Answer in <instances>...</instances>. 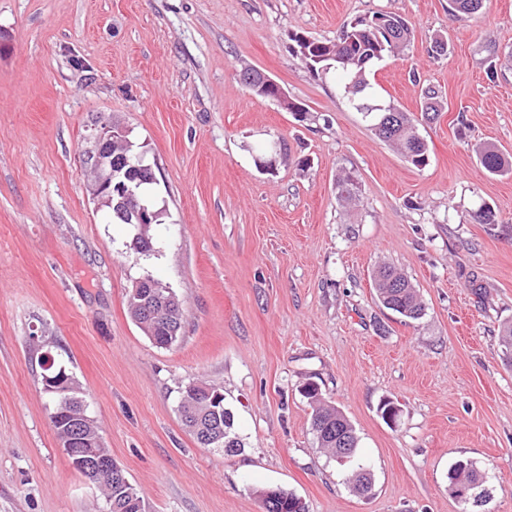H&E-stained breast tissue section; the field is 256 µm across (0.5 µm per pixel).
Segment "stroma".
Segmentation results:
<instances>
[{
	"instance_id": "stroma-1",
	"label": "stroma",
	"mask_w": 512,
	"mask_h": 512,
	"mask_svg": "<svg viewBox=\"0 0 512 512\" xmlns=\"http://www.w3.org/2000/svg\"><path fill=\"white\" fill-rule=\"evenodd\" d=\"M377 11L413 32L372 67L378 96L416 113L432 85L444 101L418 127L423 168L293 51L292 34L333 40ZM439 35L443 56L430 52ZM246 66L304 116L251 95ZM104 113L155 164L163 216L147 254L85 190ZM275 142L285 162L258 170ZM485 146L512 157V0L462 19L449 0H0V512H109L52 427L44 347L150 512H263L266 486L308 512H460L448 491L460 458L487 473L493 512H512V366L499 346L512 324V173L489 175ZM344 170L358 202L336 197ZM483 204L495 226L470 223ZM384 263L418 289L421 319L379 302ZM147 274L183 302L167 348L127 311ZM309 380L355 428L372 495L318 448ZM196 381L223 391L240 452L184 428ZM386 398L401 409L392 426Z\"/></svg>"
}]
</instances>
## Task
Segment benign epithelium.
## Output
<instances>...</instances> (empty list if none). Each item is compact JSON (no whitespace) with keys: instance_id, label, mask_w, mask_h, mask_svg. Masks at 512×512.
<instances>
[{"instance_id":"obj_1","label":"benign epithelium","mask_w":512,"mask_h":512,"mask_svg":"<svg viewBox=\"0 0 512 512\" xmlns=\"http://www.w3.org/2000/svg\"><path fill=\"white\" fill-rule=\"evenodd\" d=\"M248 88L259 95L267 96L282 110L288 112L294 100L271 77L265 75L252 82ZM130 130L117 123L110 116H102L91 128L89 139L93 148L84 159L85 168L91 175L88 190L98 205L108 209L115 207L129 224H134L139 234L147 235L150 225L156 223L158 213L150 210L149 204L143 199L141 185L155 181L152 166L147 164L142 156H131L125 152L112 154V143L128 144ZM117 203H112V199ZM141 281L150 286L145 293L141 315L152 318L168 306L179 301L177 295L169 288L162 286L150 276H144ZM192 389L202 405L220 418L224 413V395L214 391L210 386L194 384ZM45 392L59 398L55 405L52 419L68 413V409L77 406L80 414L71 416V434L61 442L64 452L73 458L75 465L91 481L96 482L102 473L110 475L116 484L126 482L125 474L112 460V456L101 450L102 441L96 430V422L86 414L87 403L81 397L82 389L76 379L62 372L54 376H44ZM189 428L200 437L207 447L222 448L225 452L234 451L233 440L224 438V429L217 427L206 430L191 422Z\"/></svg>"}]
</instances>
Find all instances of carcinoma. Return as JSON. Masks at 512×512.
Instances as JSON below:
<instances>
[{
  "label": "carcinoma",
  "mask_w": 512,
  "mask_h": 512,
  "mask_svg": "<svg viewBox=\"0 0 512 512\" xmlns=\"http://www.w3.org/2000/svg\"><path fill=\"white\" fill-rule=\"evenodd\" d=\"M412 32L405 21L389 12H376L369 17L355 18L343 25L338 39L318 40L302 34L292 35L294 49L305 55L307 66L315 73L333 72L338 78V87L358 109L365 104L379 101L373 93L368 80L371 67L387 55H399L410 45ZM420 112L429 121L435 120L443 109V101L438 91L430 85L421 93ZM384 110L369 116L371 127L383 141L394 146L413 166L423 168L428 164V148L419 136L416 119L408 112H402L391 103H382ZM480 164L490 174L498 175L511 172L509 161L495 147H485L479 151ZM336 195L339 200L349 202L359 196V182L351 171L343 172L336 179ZM375 290L380 303L388 310L417 320L424 314V305L417 289L406 276L392 267L380 268L374 278ZM171 321L183 323V309L175 303L169 308L163 320L140 321L139 328L159 347L169 346L167 325ZM312 407L310 419L311 431L318 445L326 449L333 457H338L349 446L351 460L346 466L351 468L349 483L358 493L372 492L371 473L357 460L358 437L346 416L336 407L329 405L322 394L305 395ZM462 462L469 466L465 471L457 470L453 465L448 471V490L454 492L456 480L465 478L478 483V493L484 498L483 504L472 501L462 502V512H487L484 505L492 499L487 487L486 473L476 462L464 458ZM110 512H129L126 505L131 498H141L135 486H116L109 481L101 482Z\"/></svg>",
  "instance_id": "1"
}]
</instances>
